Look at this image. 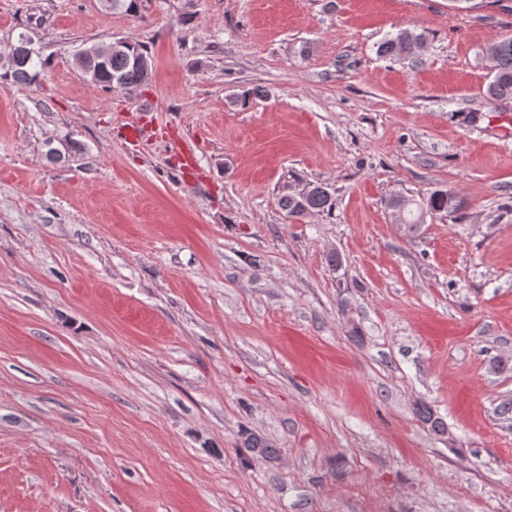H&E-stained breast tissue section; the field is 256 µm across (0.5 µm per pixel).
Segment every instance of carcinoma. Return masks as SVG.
<instances>
[{"label":"carcinoma","mask_w":512,"mask_h":512,"mask_svg":"<svg viewBox=\"0 0 512 512\" xmlns=\"http://www.w3.org/2000/svg\"><path fill=\"white\" fill-rule=\"evenodd\" d=\"M101 4L109 10L133 16L138 11L139 0H101ZM419 43V36L399 33L382 42L379 45V53L389 57L408 56L414 53ZM111 45L114 49L103 51L100 58L75 59L81 76L107 90L114 87L132 90L146 83L152 69L148 48L141 43L123 38L113 39ZM486 54L492 62L491 79L486 88L488 97L495 101L511 100L512 37L491 43L486 49ZM48 64L49 58L42 57L39 51L32 47V38L26 34L21 33L15 41L0 46V67L4 69V76H9L18 83H37ZM306 187L308 190L303 204L290 193L279 198V205L288 217L300 220L312 213H332L336 202L329 188L321 183L311 182L307 183ZM465 209L466 202L457 193L448 189L435 190L407 205L400 231L404 237L415 239L422 233L426 216H458ZM416 415L429 425L434 433H448L447 424L427 405L416 407ZM244 447L261 458H271L276 454L272 443L252 433L245 437Z\"/></svg>","instance_id":"carcinoma-1"}]
</instances>
